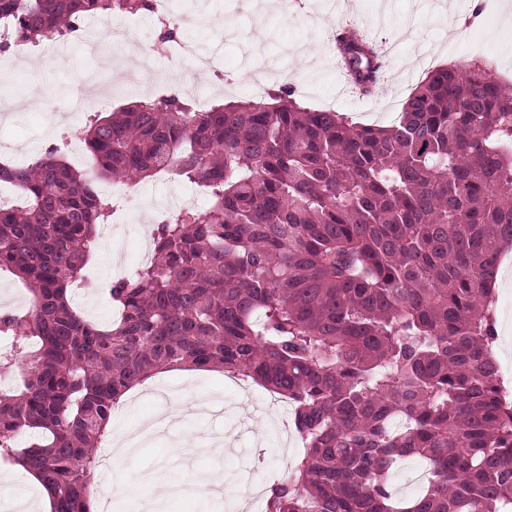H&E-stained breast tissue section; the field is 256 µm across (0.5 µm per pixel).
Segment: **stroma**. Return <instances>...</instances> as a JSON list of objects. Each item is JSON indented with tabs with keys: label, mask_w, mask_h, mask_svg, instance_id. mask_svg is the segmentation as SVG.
<instances>
[{
	"label": "stroma",
	"mask_w": 512,
	"mask_h": 512,
	"mask_svg": "<svg viewBox=\"0 0 512 512\" xmlns=\"http://www.w3.org/2000/svg\"><path fill=\"white\" fill-rule=\"evenodd\" d=\"M467 0H348L337 6L336 0H299L288 10L264 5L262 0H173L172 11L182 17L178 37L186 45L182 64L192 57L212 54L221 60V70L234 79L233 85H209L210 100L248 98L256 60L287 70L297 95L305 106L322 108L335 104L338 112L361 125L388 126L395 122L414 85L422 78L419 59L433 56L468 68L477 62H493L499 69L510 70L512 85V40L501 38L503 11L485 8L476 25L466 24ZM353 25L376 41L385 54V78L376 92L367 98L356 97L345 87V78L332 52V39L338 29ZM467 38L470 51L449 53V46ZM62 47L68 58L59 66L28 56L24 69L36 74V84H17L12 54L0 55V140L10 145V160L27 163L49 146L61 148L79 141L81 125L60 123L57 110L69 97L87 93L84 83L89 71L98 66L83 40L68 37ZM142 194V215L120 225L123 260L135 269L142 248L151 247L146 239L143 215H156L177 197L188 191V184L162 174L137 184ZM116 265L106 239L92 244L86 276L88 287L71 291L72 301L91 321L104 323L112 317L109 288L116 278ZM497 295V339L493 350L498 362H512V253L503 255ZM177 394L184 403L200 398H225L236 395L237 387L221 371H166L153 374L133 394L121 401L112 417L114 432L126 431L141 421L157 415L162 402L159 388ZM273 415L250 418L249 428L231 424L221 417L188 415L171 421L165 431L142 442L134 453L125 456L118 468H99L96 486L99 497L109 500L110 512H138L134 495L142 474L166 475L176 440L195 439L204 434L212 439L228 438L223 454L198 456L187 469L178 471L180 481L192 491L164 501L163 512H224L223 505L208 491L212 476L227 472L236 461L239 449L247 448L259 475H275L285 462L295 461L299 450L282 448L274 432Z\"/></svg>",
	"instance_id": "35a3bbf8"
}]
</instances>
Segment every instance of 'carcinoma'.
Masks as SVG:
<instances>
[{
  "instance_id": "obj_1",
  "label": "carcinoma",
  "mask_w": 512,
  "mask_h": 512,
  "mask_svg": "<svg viewBox=\"0 0 512 512\" xmlns=\"http://www.w3.org/2000/svg\"><path fill=\"white\" fill-rule=\"evenodd\" d=\"M152 0H0V31L38 43L81 16ZM347 76L375 92L377 46L335 38ZM512 96L488 63L425 72L397 123L358 125L295 89L200 111L171 94L86 124L91 159L56 147L0 162L28 204L0 206V271L33 295L0 311V461L50 487L54 512H89L97 447L123 392L156 370L220 367L285 396L303 454L267 512H512V403L498 388L492 281L512 249ZM167 171L207 192L153 232L154 259L112 283L119 316L71 303L111 216L101 185ZM33 441L20 446L19 431ZM429 466L409 500L389 489ZM417 464H423L417 459H408V460H402L398 463V465L394 468V470L391 473V481L390 486L392 492L396 495L398 498H411L416 496L418 493H420L421 488L417 486L412 487H406L403 485L402 480L405 479L404 476V468L407 465H417Z\"/></svg>"
}]
</instances>
